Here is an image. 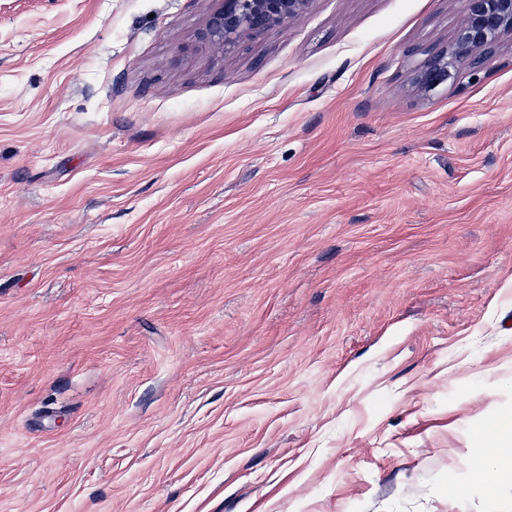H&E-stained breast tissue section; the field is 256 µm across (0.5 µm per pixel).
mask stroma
I'll use <instances>...</instances> for the list:
<instances>
[{"mask_svg": "<svg viewBox=\"0 0 512 512\" xmlns=\"http://www.w3.org/2000/svg\"><path fill=\"white\" fill-rule=\"evenodd\" d=\"M222 4L0 0V512H512V38ZM212 14L200 39L226 54L246 36L301 17L314 0H224ZM512 36V0H466V12L448 50L433 55L420 72V84L433 86L450 78L452 71L478 63L479 50Z\"/></svg>", "mask_w": 512, "mask_h": 512, "instance_id": "1", "label": "stroma"}]
</instances>
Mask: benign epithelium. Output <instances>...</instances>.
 <instances>
[{"instance_id": "1", "label": "benign epithelium", "mask_w": 512, "mask_h": 512, "mask_svg": "<svg viewBox=\"0 0 512 512\" xmlns=\"http://www.w3.org/2000/svg\"><path fill=\"white\" fill-rule=\"evenodd\" d=\"M314 0H224L212 14L200 39L226 54L246 36L301 17ZM512 36V0H466V12L451 47L433 55L418 81L433 86L450 78L452 71L478 63L479 50L493 47L502 37Z\"/></svg>"}]
</instances>
